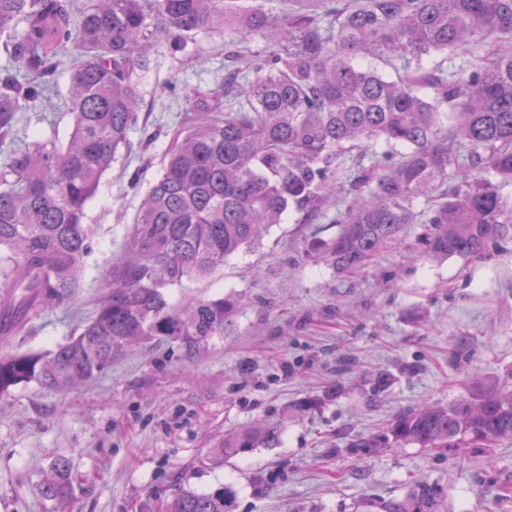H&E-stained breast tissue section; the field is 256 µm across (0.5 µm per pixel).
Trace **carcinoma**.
<instances>
[{
    "mask_svg": "<svg viewBox=\"0 0 512 512\" xmlns=\"http://www.w3.org/2000/svg\"><path fill=\"white\" fill-rule=\"evenodd\" d=\"M317 11L239 0H0V35L12 68L0 72V335L70 302L89 245L85 208L129 133L142 103V74L165 44L185 50L199 34L261 36L264 51L236 50L218 88L185 98L197 113L177 131L162 172L144 197L112 287L79 335L49 353L0 355V398L21 384L65 392L95 378L128 349L156 337L189 353L232 326L224 298L170 306L161 288L206 277L288 209L310 213L336 188L343 156L383 143L398 155L387 169L351 182L355 200L330 248L336 267L365 266L407 223V204L438 202L425 240L439 257L481 254L512 238V0H357ZM489 47L472 67L447 73L436 53ZM74 60L65 142L33 139L12 148L21 113L55 92ZM393 67L381 72L374 62ZM490 169L496 181L459 161ZM281 427L260 424L224 437L219 460L271 448ZM512 437V383L486 385L447 405L410 410L387 427L386 444L461 448ZM45 499L71 492L70 464L50 465ZM232 492L178 489L140 512H230ZM439 493L416 484L383 512H436Z\"/></svg>",
    "mask_w": 512,
    "mask_h": 512,
    "instance_id": "obj_1",
    "label": "carcinoma"
}]
</instances>
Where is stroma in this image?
<instances>
[{"instance_id":"1","label":"stroma","mask_w":512,"mask_h":512,"mask_svg":"<svg viewBox=\"0 0 512 512\" xmlns=\"http://www.w3.org/2000/svg\"><path fill=\"white\" fill-rule=\"evenodd\" d=\"M227 40L213 33L183 54L153 51L134 150L113 163L86 207L76 300L33 316L21 335H0V354L51 351L93 316L173 133L195 118L185 94L223 78ZM69 127L51 104L25 112L19 136L63 138ZM386 153L379 144L344 157L335 195L313 215L289 212L210 277L164 288L173 305L234 300L229 335L191 354L153 340L70 392L31 382L1 397L0 512H138L141 501L175 489L220 484L234 493L231 512H382L413 480L440 490L443 512H512V440L383 443L402 412L512 378V239L479 257L433 258L424 247L430 206L418 199L399 239L365 268L338 270L325 251L354 197L355 173L386 164ZM259 422L281 424L275 447L206 463L225 435ZM361 439L373 447H358ZM60 456L73 484L57 503L37 485Z\"/></svg>"}]
</instances>
